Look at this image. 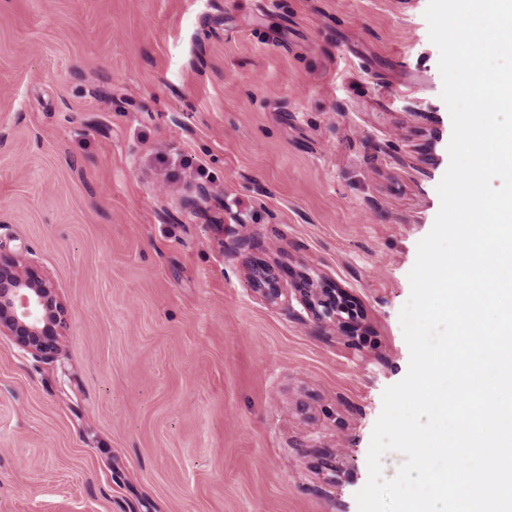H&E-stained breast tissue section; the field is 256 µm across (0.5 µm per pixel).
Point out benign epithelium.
Here are the masks:
<instances>
[{
  "label": "benign epithelium",
  "instance_id": "1",
  "mask_svg": "<svg viewBox=\"0 0 512 512\" xmlns=\"http://www.w3.org/2000/svg\"><path fill=\"white\" fill-rule=\"evenodd\" d=\"M251 277L268 301L281 297L283 288L272 269L257 267ZM293 290L313 318L341 323L344 291L322 288L307 277L298 279ZM66 326L67 309L57 300L51 282L22 257L0 256V335L10 337L31 355L48 360L59 351Z\"/></svg>",
  "mask_w": 512,
  "mask_h": 512
}]
</instances>
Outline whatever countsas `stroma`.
Returning <instances> with one entry per match:
<instances>
[{"label":"stroma","mask_w":512,"mask_h":512,"mask_svg":"<svg viewBox=\"0 0 512 512\" xmlns=\"http://www.w3.org/2000/svg\"><path fill=\"white\" fill-rule=\"evenodd\" d=\"M427 4L0 0V253L68 309L0 335V512H358L450 162ZM252 282L264 298L270 302L278 300L284 288H281L275 272L270 268L257 267L251 273ZM304 309L319 321L332 319L341 323L345 293L337 288H321L313 279L299 278L293 286Z\"/></svg>","instance_id":"stroma-1"}]
</instances>
